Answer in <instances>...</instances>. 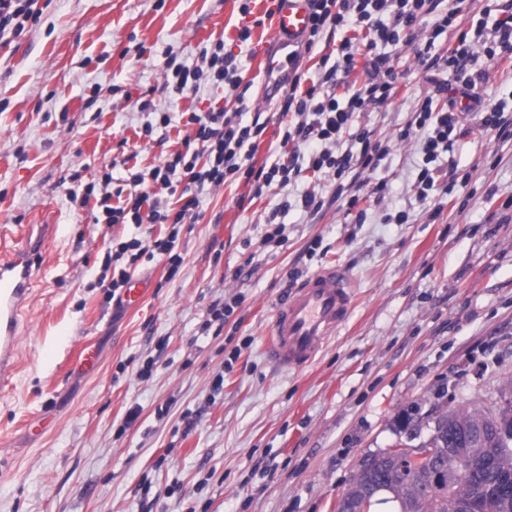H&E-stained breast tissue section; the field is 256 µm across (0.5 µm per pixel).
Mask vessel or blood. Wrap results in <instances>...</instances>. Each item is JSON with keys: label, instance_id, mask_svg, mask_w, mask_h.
<instances>
[{"label": "vessel or blood", "instance_id": "obj_1", "mask_svg": "<svg viewBox=\"0 0 512 512\" xmlns=\"http://www.w3.org/2000/svg\"><path fill=\"white\" fill-rule=\"evenodd\" d=\"M310 15V0H279L273 33L259 46L268 96H277L287 86ZM45 241L44 225L32 224L23 236L22 246L0 250V384L4 386L12 376L21 309L28 299L33 266ZM353 288L351 275L339 266L320 269L298 283L275 311L265 341L270 361L293 370L308 366L328 337L349 319Z\"/></svg>", "mask_w": 512, "mask_h": 512}]
</instances>
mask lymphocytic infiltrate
<instances>
[{
    "instance_id": "lymphocytic-infiltrate-1",
    "label": "lymphocytic infiltrate",
    "mask_w": 512,
    "mask_h": 512,
    "mask_svg": "<svg viewBox=\"0 0 512 512\" xmlns=\"http://www.w3.org/2000/svg\"><path fill=\"white\" fill-rule=\"evenodd\" d=\"M465 0H453L444 13H437L434 0H312L313 12L308 30L309 41H316L328 30L348 25L366 32L365 46L343 40L334 62L325 67L320 82L301 89L300 77L289 82L283 110L291 121L285 128L281 143L290 146L287 158L277 159L267 166H254L252 159L261 143L265 124H242L235 115L224 110L189 113L186 123L194 129L187 138L185 151L165 158L149 172L132 173L129 182L132 197L114 201L109 190L111 174H104L101 184L83 186L73 194L80 205L96 203L99 212L94 220L99 224H167L171 231L166 238L143 243L133 237L113 241L107 252L109 263L118 267L106 288L110 298H121L130 284V266L145 257L159 258L166 263L167 277H174L182 263L176 251L179 229L184 224L197 223L198 190L218 187L237 179L254 185L255 192L277 184H288L302 171L328 173L333 177L334 198H346L348 208L361 201L363 173L378 169L388 154L382 143L371 140L368 130L353 131L358 114L368 107L388 102L395 94V76L388 58L375 55L377 45H396L406 30H415L424 17L433 16L432 36H439L455 27L463 12ZM41 15L38 0H0V44L9 43L35 25ZM481 46L491 60H512V0H498L493 7L483 8L473 33H460L458 42L448 55L420 49L418 61L428 70L448 75L452 92L451 105L437 109L431 96L419 98L410 122L423 138V164L415 183L420 201H427L436 190L442 175L451 164L449 154L455 136L463 134L457 102H466L477 120L479 130L493 134L502 143H512V107L507 103L485 101L476 90V80L469 68L475 61L473 48ZM369 60L363 85L345 98L337 97L332 89L339 76L355 69L358 57ZM165 81L177 94L197 90L201 84L213 87L238 88L237 65L232 54L226 53L223 42L211 50L202 51L198 64H186L178 55H170ZM321 142L320 151L303 155L302 145ZM182 194L185 201L179 210L162 205L160 192Z\"/></svg>"
}]
</instances>
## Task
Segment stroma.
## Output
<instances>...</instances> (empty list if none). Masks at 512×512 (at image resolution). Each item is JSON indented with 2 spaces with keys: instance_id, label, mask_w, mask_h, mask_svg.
I'll list each match as a JSON object with an SVG mask.
<instances>
[{
  "instance_id": "obj_1",
  "label": "stroma",
  "mask_w": 512,
  "mask_h": 512,
  "mask_svg": "<svg viewBox=\"0 0 512 512\" xmlns=\"http://www.w3.org/2000/svg\"><path fill=\"white\" fill-rule=\"evenodd\" d=\"M239 5L39 0L38 23L0 46V243L16 245L29 224L54 227L0 389V512H336L358 460L396 442L399 412L479 401L512 378V146L466 118L452 193L418 202L420 143L405 129L418 98L444 103L449 92L402 43L388 50L397 95L356 121L389 146L369 178L385 194L365 201L364 223L338 201L304 212L301 196L318 186L308 172L257 198L228 183L201 194V219L181 226L174 279L144 259L132 273L140 303L107 299L106 248L135 227L95 223L72 190L107 172L122 186L128 166L184 150L187 110L262 116L255 161L278 154L283 99L263 98L257 51L275 0H251L246 18ZM245 24L252 37L241 44ZM219 39L248 86L244 103L207 84L167 88L168 52L191 61ZM142 96L174 117L149 138V116L133 105ZM400 210L408 223L388 222ZM272 211L285 237L274 250L262 243ZM331 264L354 280L348 321L308 367H276L264 340L278 303ZM232 295L243 302L223 330H205L211 305ZM85 348L99 355L90 369L76 362ZM133 406L139 416L124 424Z\"/></svg>"
}]
</instances>
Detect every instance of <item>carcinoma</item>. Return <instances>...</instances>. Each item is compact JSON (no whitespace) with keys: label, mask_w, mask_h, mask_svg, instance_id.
<instances>
[{"label":"carcinoma","mask_w":512,"mask_h":512,"mask_svg":"<svg viewBox=\"0 0 512 512\" xmlns=\"http://www.w3.org/2000/svg\"><path fill=\"white\" fill-rule=\"evenodd\" d=\"M401 448L365 455L339 497L336 512H512V380L486 403H437L422 416L404 414Z\"/></svg>","instance_id":"obj_1"}]
</instances>
